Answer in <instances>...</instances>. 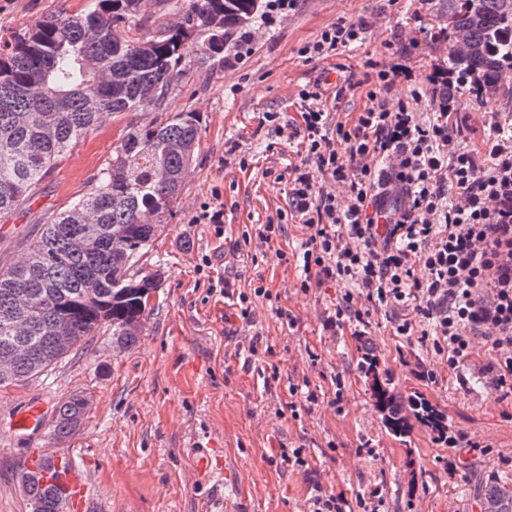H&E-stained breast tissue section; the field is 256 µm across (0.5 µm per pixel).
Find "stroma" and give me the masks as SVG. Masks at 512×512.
<instances>
[{"label": "stroma", "mask_w": 512, "mask_h": 512, "mask_svg": "<svg viewBox=\"0 0 512 512\" xmlns=\"http://www.w3.org/2000/svg\"><path fill=\"white\" fill-rule=\"evenodd\" d=\"M83 3L0 0V37ZM340 17H365L374 26L344 52L305 60L301 48ZM447 24L448 0H299L288 14L261 13L250 22L258 39L235 66L224 63L235 49L231 42L219 55L189 53L165 110L199 113V140L179 212L143 261L144 272L161 275L143 332L135 347L121 350L111 331L101 330L47 372L0 387V512H29L20 473L37 453L65 455L85 474V512H305L315 489L351 501L375 487L380 512H483L482 487L512 484V400L498 399L491 388L483 340L474 341L457 375L417 339L395 335L396 312L328 328L327 314L343 290L333 283L301 289L297 256L307 235L300 225L288 224L271 243L230 249L245 226L287 207L290 168L305 158L299 91L321 81L324 110L353 124L375 88L372 62L390 58L387 42ZM454 107L460 142L481 151L493 113H512V100L459 99ZM267 112L279 113L281 132L262 123ZM156 116L152 109L107 115L70 148L30 201L0 220V267L21 262L45 224L86 192L129 123ZM234 143L246 167L226 163ZM217 204L224 207L220 235L201 217ZM223 275L244 291L264 286L278 300H255V322L246 324L211 286ZM277 305L295 316V326L282 324ZM254 336L271 347L278 382L265 384L249 362ZM367 347L398 393H422L446 415L449 435L487 445L488 453L448 447L420 427L403 441L389 435L357 370ZM427 370L434 378H424ZM292 383L322 395L296 418L283 411L303 400L289 393ZM339 387L338 410L329 400ZM73 394L86 398L87 409L70 439L55 441L46 429L35 437L14 430L15 413L32 401L51 413ZM198 444L210 449L215 472L197 470ZM284 445L304 446L307 469L276 466Z\"/></svg>", "instance_id": "stroma-1"}]
</instances>
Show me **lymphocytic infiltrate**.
<instances>
[{
	"instance_id": "obj_1",
	"label": "lymphocytic infiltrate",
	"mask_w": 512,
	"mask_h": 512,
	"mask_svg": "<svg viewBox=\"0 0 512 512\" xmlns=\"http://www.w3.org/2000/svg\"><path fill=\"white\" fill-rule=\"evenodd\" d=\"M367 21L337 19L302 56L323 59L360 41ZM353 126L331 123L321 94L300 90L306 157L291 169L288 208L252 225L243 243L267 244L287 219L309 235L302 288L333 282L344 294L328 322L403 311L396 335L431 344L450 370L474 337L490 346L487 372L512 397V119L492 120L478 153L458 141L448 68L433 65L423 88L401 62L381 64ZM409 84L408 98L394 97ZM428 99L426 110L414 102ZM424 276H416V266Z\"/></svg>"
}]
</instances>
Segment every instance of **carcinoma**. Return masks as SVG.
Instances as JSON below:
<instances>
[{
	"label": "carcinoma",
	"mask_w": 512,
	"mask_h": 512,
	"mask_svg": "<svg viewBox=\"0 0 512 512\" xmlns=\"http://www.w3.org/2000/svg\"><path fill=\"white\" fill-rule=\"evenodd\" d=\"M141 0H85L74 13L50 16L0 40V217L28 202L58 157L94 129L104 112L162 109L189 43L211 53L257 15L260 0L173 2L178 19L160 37L134 41L122 26L140 22ZM448 70L482 90L512 98V0H448ZM200 114L178 112L131 126L88 191L55 216L28 246L19 266L0 270V364L21 383L57 364L106 326L122 349L137 343L157 274L140 261L177 215L183 174L194 154ZM177 143L181 149L168 148ZM94 240L91 252L74 246ZM52 326L71 337L64 346ZM359 372L387 432L399 439L414 424L448 437L445 415L421 395L403 397L377 357L362 355ZM86 401L57 407L52 436L69 438ZM30 492L44 512H64L53 485L27 469ZM484 512H512V488L490 484Z\"/></svg>",
	"instance_id": "1"
}]
</instances>
